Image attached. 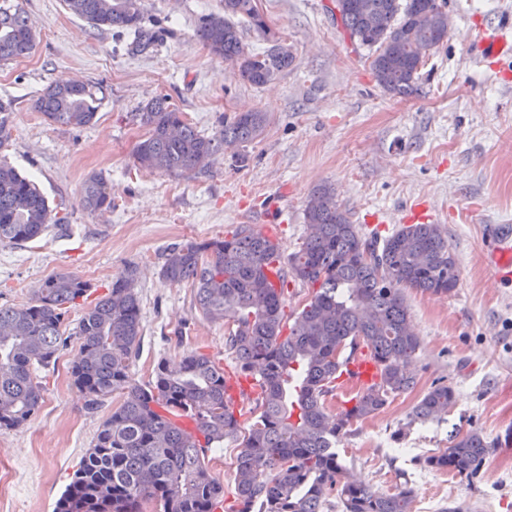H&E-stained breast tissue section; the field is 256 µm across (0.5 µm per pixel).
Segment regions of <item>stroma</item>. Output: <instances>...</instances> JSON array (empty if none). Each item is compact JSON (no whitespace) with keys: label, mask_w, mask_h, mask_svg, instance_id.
Instances as JSON below:
<instances>
[{"label":"stroma","mask_w":512,"mask_h":512,"mask_svg":"<svg viewBox=\"0 0 512 512\" xmlns=\"http://www.w3.org/2000/svg\"><path fill=\"white\" fill-rule=\"evenodd\" d=\"M18 3L35 47L0 62V101L13 107L0 162L33 179L62 222L25 246L0 245V306L28 303L47 277L73 272L91 288L70 309L72 329L113 278L131 269L143 327L133 379L147 383L159 359L175 365L192 350L230 375L237 363L223 322L202 318L190 284L160 275L169 246L249 224L292 254L307 233L306 201L321 184L334 188L364 233L442 225L460 280L441 298L405 291L420 340L416 385L355 422L337 452L349 473L375 489L409 483L414 505L512 512V277L499 278L485 259L495 229L512 225V55L481 59L472 44L478 31L512 25V0H444L448 41L427 57L418 91L406 97L376 84L367 50L336 21V0H255L294 53L292 65L263 87L244 82L195 36L198 18L223 12L224 0H142L146 20L161 21L172 35L135 53L130 36L93 29L63 0ZM67 79L102 86L93 124L60 125L35 110L49 84ZM156 97L207 135L220 117L242 112L267 113L268 124L253 142L225 149L208 172L174 177L138 166L132 155L145 134L133 115ZM93 174L105 179L111 210L81 207ZM79 347L70 337L55 368L37 370L46 391L32 419L0 429V512H54L109 413L87 412L71 384ZM437 383L455 390L451 412L413 428L419 450L394 449L391 433ZM470 430L497 446L474 483L424 466L452 433Z\"/></svg>","instance_id":"obj_1"}]
</instances>
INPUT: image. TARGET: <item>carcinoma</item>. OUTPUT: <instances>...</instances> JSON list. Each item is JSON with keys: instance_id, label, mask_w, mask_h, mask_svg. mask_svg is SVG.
<instances>
[{"instance_id": "1", "label": "carcinoma", "mask_w": 512, "mask_h": 512, "mask_svg": "<svg viewBox=\"0 0 512 512\" xmlns=\"http://www.w3.org/2000/svg\"><path fill=\"white\" fill-rule=\"evenodd\" d=\"M67 9L96 30L128 31L141 52L164 39V27L143 25L141 0H64ZM439 0H336L350 41L369 51L378 85L393 95L415 91L424 57L448 40V14ZM267 37L270 29L254 0H224V14L199 17L196 34L209 52L238 62L239 77L256 87L272 81L294 59L276 40L263 53L243 42L241 25ZM33 30L21 7L0 0V62L25 57ZM100 88L86 83L49 85L35 108L49 121L73 127L93 123ZM145 138L133 157L142 168L173 176L207 172L228 142L259 138L265 112L219 122L205 135L183 120L167 98L135 113ZM80 205L89 212L112 209L106 183L89 177ZM309 234L286 258L280 244L243 224L222 238L175 244L164 253L161 276L196 291L202 317L232 323L226 346L240 376L257 388L258 414L247 431L230 405L228 377L207 354L187 352L172 368L160 360L154 380L141 385L130 375L142 337V309L134 271L116 278L107 293L86 308L74 335L80 355L71 364L73 386L95 412L112 395L120 404L103 419L92 447L54 512H143L153 501L162 512H217L224 485L209 468V456L227 438L241 439L235 462L232 512H319L333 492L343 512H410L412 490L393 493L346 479L336 443L354 422L380 411L394 394L415 385L411 358L420 342L403 289L439 297L451 294L460 271L438 224L404 225L382 239L350 222L329 186L306 203ZM52 216L38 186L0 163V243L20 245L39 238ZM311 289L302 309L286 311L288 284ZM88 283L72 272L45 279L31 302L0 306V429L24 426L44 401L37 367L56 364L67 345L69 309L84 298ZM366 352L379 378L336 415L327 411L345 363ZM304 386L286 394V380ZM454 402L446 384L434 385L391 434L400 442L416 424L441 421ZM450 446L424 464L473 482L493 444L476 430L450 437Z\"/></svg>"}]
</instances>
